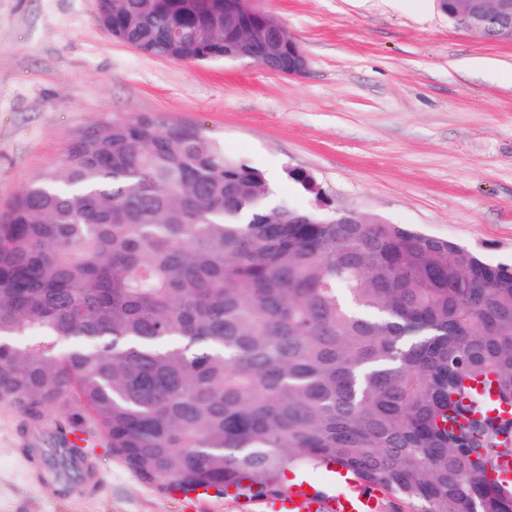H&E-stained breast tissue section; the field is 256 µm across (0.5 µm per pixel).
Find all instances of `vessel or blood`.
<instances>
[{"instance_id": "b4317fda", "label": "vessel or blood", "mask_w": 512, "mask_h": 512, "mask_svg": "<svg viewBox=\"0 0 512 512\" xmlns=\"http://www.w3.org/2000/svg\"><path fill=\"white\" fill-rule=\"evenodd\" d=\"M336 480L345 489L334 495L298 486L285 494L267 495L263 499V512H379V489L361 484L342 472L337 473Z\"/></svg>"}]
</instances>
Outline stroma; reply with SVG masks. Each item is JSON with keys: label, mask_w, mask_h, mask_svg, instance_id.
<instances>
[{"label": "stroma", "mask_w": 512, "mask_h": 512, "mask_svg": "<svg viewBox=\"0 0 512 512\" xmlns=\"http://www.w3.org/2000/svg\"><path fill=\"white\" fill-rule=\"evenodd\" d=\"M97 0H0V211L78 133L142 113L195 126L276 179L311 174L334 208L374 215L512 265V40L455 27L438 0H255L307 58L299 77L249 61L142 54L95 22ZM494 61L466 73L461 61ZM89 438L96 481L59 493L29 451ZM0 512H262L192 501L131 473L86 420L26 422L0 404Z\"/></svg>", "instance_id": "obj_1"}]
</instances>
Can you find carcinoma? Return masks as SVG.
<instances>
[{
	"instance_id": "cac0c4a2",
	"label": "carcinoma",
	"mask_w": 512,
	"mask_h": 512,
	"mask_svg": "<svg viewBox=\"0 0 512 512\" xmlns=\"http://www.w3.org/2000/svg\"><path fill=\"white\" fill-rule=\"evenodd\" d=\"M96 21L158 58L237 60L224 0H98ZM273 196L195 127L80 134L0 211V402L81 410L173 493L277 494L337 464L421 512H512V266ZM86 454L34 461L64 493Z\"/></svg>"
}]
</instances>
